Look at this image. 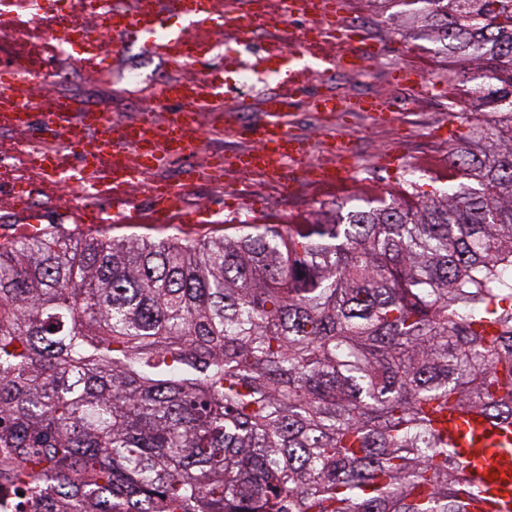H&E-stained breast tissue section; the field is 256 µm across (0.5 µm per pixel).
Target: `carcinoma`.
<instances>
[{
	"instance_id": "1",
	"label": "carcinoma",
	"mask_w": 512,
	"mask_h": 512,
	"mask_svg": "<svg viewBox=\"0 0 512 512\" xmlns=\"http://www.w3.org/2000/svg\"><path fill=\"white\" fill-rule=\"evenodd\" d=\"M410 7L448 87L452 192L193 240L0 243V512H471L437 411L512 426V0ZM346 215H341L342 210ZM23 495H18V492Z\"/></svg>"
}]
</instances>
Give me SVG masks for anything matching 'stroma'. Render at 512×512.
<instances>
[{
  "label": "stroma",
  "instance_id": "35a3bbf8",
  "mask_svg": "<svg viewBox=\"0 0 512 512\" xmlns=\"http://www.w3.org/2000/svg\"><path fill=\"white\" fill-rule=\"evenodd\" d=\"M340 13L348 20L350 28L364 31L377 43L380 52L364 75L332 71L323 75L309 71L308 75L295 77L289 73L259 80L245 100H238L234 83L235 59H249L247 49L237 43L223 27L210 26L203 30L201 41L204 49L199 58L185 69L184 74L194 77L201 73H216L224 78V106L226 113L238 114L242 123L254 124L260 120L262 99L278 92L291 100L293 131L308 146V158L330 159L331 141L340 138L351 146L353 165L366 168V180L355 185L346 181L333 187H318L310 194H303L296 186L279 191L265 182L264 176L253 173L243 175L225 171L221 182H198L190 200L194 208H207L220 213L225 224L255 218L260 224H296L304 220L322 218L332 204L355 196L371 197L382 189L397 192L403 187L400 174H387L378 167L386 154H396L402 164L416 163L428 169L421 181L420 195L443 191L448 184L447 141L437 134L448 118L447 97L431 98L412 92L399 82L389 66L405 63L420 68L431 80L447 81L449 71L461 70V63L449 59L439 44L430 42L419 34L396 29L387 15L375 10L369 0H339ZM49 19H42L35 30L39 51L30 52V65L34 82L45 81L51 92L73 95L76 106H91L107 114L113 126H120L140 119V111L151 101L144 88L123 86L122 69L137 67L143 70L150 82L165 78L163 60L145 50L139 41L129 42L122 58L107 61L102 71L92 75L73 58H61L57 49H46L45 31ZM351 91L368 96L391 94L396 102L387 122L380 123L361 112H337L329 118H318L310 109V96L328 91ZM238 135L228 128L226 121L213 113L200 116L196 150L188 161H168L160 175L181 180L182 167L190 163L206 165L212 156L224 154L236 147ZM36 205L42 211L43 224H59L77 236L112 235L109 227L96 229L75 224L70 213L80 209L77 201L61 195H49L37 190L33 193Z\"/></svg>",
  "mask_w": 512,
  "mask_h": 512
}]
</instances>
